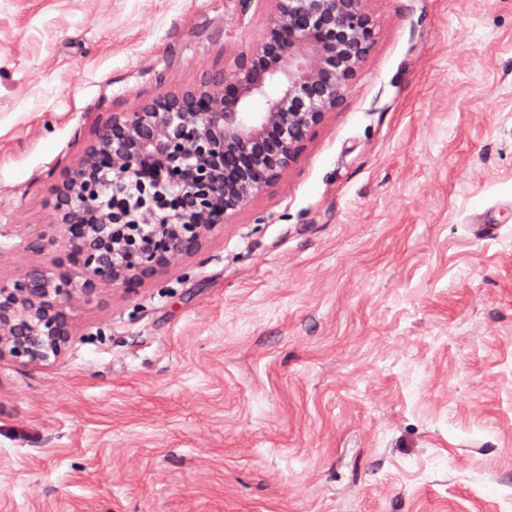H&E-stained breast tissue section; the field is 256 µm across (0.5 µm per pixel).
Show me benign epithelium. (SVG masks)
<instances>
[{
	"instance_id": "7a95c632",
	"label": "benign epithelium",
	"mask_w": 512,
	"mask_h": 512,
	"mask_svg": "<svg viewBox=\"0 0 512 512\" xmlns=\"http://www.w3.org/2000/svg\"><path fill=\"white\" fill-rule=\"evenodd\" d=\"M274 2L250 51L197 90L112 114L99 144L58 188L54 209L63 236L30 247L51 245L83 270V294L102 283L134 293L158 266L198 251L207 233L279 178L323 115L342 104L373 39L362 0ZM101 171L114 175L112 211L102 214ZM129 176L139 188L133 205L122 197ZM158 212L162 223L176 225L167 238L92 236ZM116 249L127 263L112 262ZM71 297L64 271L27 269L0 285V353L26 365L60 354L72 337Z\"/></svg>"
}]
</instances>
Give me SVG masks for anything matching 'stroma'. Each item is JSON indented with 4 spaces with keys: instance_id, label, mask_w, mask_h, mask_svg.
I'll return each instance as SVG.
<instances>
[{
    "instance_id": "stroma-1",
    "label": "stroma",
    "mask_w": 512,
    "mask_h": 512,
    "mask_svg": "<svg viewBox=\"0 0 512 512\" xmlns=\"http://www.w3.org/2000/svg\"><path fill=\"white\" fill-rule=\"evenodd\" d=\"M343 103L201 249L0 357V512H512V0H364ZM273 0H0V285L116 112ZM487 214L498 237L474 239Z\"/></svg>"
}]
</instances>
